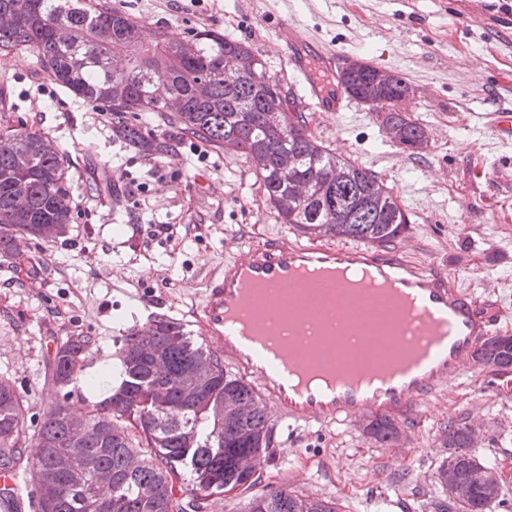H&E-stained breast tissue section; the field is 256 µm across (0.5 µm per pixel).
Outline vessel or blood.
<instances>
[{
	"instance_id": "b4317fda",
	"label": "vessel or blood",
	"mask_w": 512,
	"mask_h": 512,
	"mask_svg": "<svg viewBox=\"0 0 512 512\" xmlns=\"http://www.w3.org/2000/svg\"><path fill=\"white\" fill-rule=\"evenodd\" d=\"M285 65L301 86L299 107L342 112L344 94L325 90L338 79L337 54L284 23L277 33ZM337 280L352 289L374 325L388 305L404 315L398 335H373L367 362L356 364L344 338L319 331L304 338L303 326L319 323L305 289L310 280ZM301 292V330L288 345L254 330L247 305L260 288ZM207 339L220 343L226 369L248 381L264 400L271 426L355 425L369 413L407 410L444 392L458 380L479 345L501 320L495 303L463 291L446 267L413 260L406 241L302 242L296 232L267 237L225 260L211 279L201 317Z\"/></svg>"
}]
</instances>
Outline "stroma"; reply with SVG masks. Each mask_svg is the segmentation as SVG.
<instances>
[{"label":"stroma","instance_id":"1","mask_svg":"<svg viewBox=\"0 0 512 512\" xmlns=\"http://www.w3.org/2000/svg\"><path fill=\"white\" fill-rule=\"evenodd\" d=\"M143 26L181 39L210 31L246 43L286 95L294 88L276 30L306 35L401 75L410 114L427 143L411 155L367 106L306 115L313 137L368 168L410 216L415 256L444 265L463 286L491 292L512 336V138L488 122L512 110V0H110ZM147 131L170 139L164 157L112 136V115L57 86L25 52L0 59V130L49 136L71 184L68 232L53 242L16 238L0 255V377L22 395L35 428L53 397L51 363L70 336L90 337L82 370L112 359L117 339L150 317L202 339L201 306L224 267L227 239L249 245L283 232L252 164L143 112ZM160 224L171 233L157 232ZM397 444L363 429L280 427L261 458L255 493L286 486L337 502L340 512H435L434 479L448 422L479 425L474 452L512 472V370L470 364L463 377L414 411L395 414ZM419 428H411V421Z\"/></svg>","mask_w":512,"mask_h":512}]
</instances>
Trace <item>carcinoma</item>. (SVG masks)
I'll list each match as a JSON object with an SVG mask.
<instances>
[{
  "mask_svg": "<svg viewBox=\"0 0 512 512\" xmlns=\"http://www.w3.org/2000/svg\"><path fill=\"white\" fill-rule=\"evenodd\" d=\"M27 50L59 87L112 113V134L131 148L162 156L171 143L132 121L157 112L216 149L257 168L266 201L282 224L307 237L390 241L410 223L383 181L332 152L309 132L306 117L290 116L279 82L245 44L203 31L175 39L161 30L151 41L141 24L99 0H0V56ZM349 96L379 104L411 93L397 73L373 65L343 73ZM393 126L403 150L414 155L427 142L407 112H378ZM68 171L53 141L21 128L0 132V248L17 236L53 241L70 223ZM92 347L88 336H70L56 349L55 397L31 436L37 452L25 461V407L9 380L0 378V469L27 464L38 475L28 493L32 512H199L200 501L256 483L241 456H259L271 445L266 405L250 384L224 369L220 355L189 337L181 325L156 317L121 337L119 387L82 411L84 433L74 437L68 388ZM474 358L512 368V344L491 337ZM213 373L195 392L181 377L195 366ZM230 394L252 406L245 420H224L217 409ZM379 441L394 442L393 419L380 415L365 426ZM443 445L471 447L468 425L448 423ZM483 462L444 457L435 478L445 498L436 512H486L493 492L473 474ZM112 482L98 483V472ZM469 483V498L450 488ZM243 512H339L336 502L286 488L247 499Z\"/></svg>",
  "mask_w": 512,
  "mask_h": 512,
  "instance_id": "cac0c4a2",
  "label": "carcinoma"
}]
</instances>
